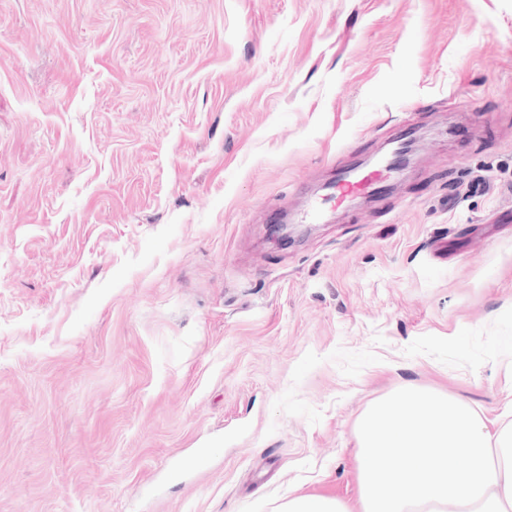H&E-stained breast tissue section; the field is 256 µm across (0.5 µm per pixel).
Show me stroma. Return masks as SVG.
I'll return each mask as SVG.
<instances>
[{
    "label": "stroma",
    "mask_w": 512,
    "mask_h": 512,
    "mask_svg": "<svg viewBox=\"0 0 512 512\" xmlns=\"http://www.w3.org/2000/svg\"><path fill=\"white\" fill-rule=\"evenodd\" d=\"M407 386L512 415V0H0V512H361ZM383 171L367 173L355 181L341 179L336 184V193L333 199H342L350 194H371L386 181ZM277 512H348V510L336 498L297 496L288 498L277 508Z\"/></svg>",
    "instance_id": "1"
}]
</instances>
